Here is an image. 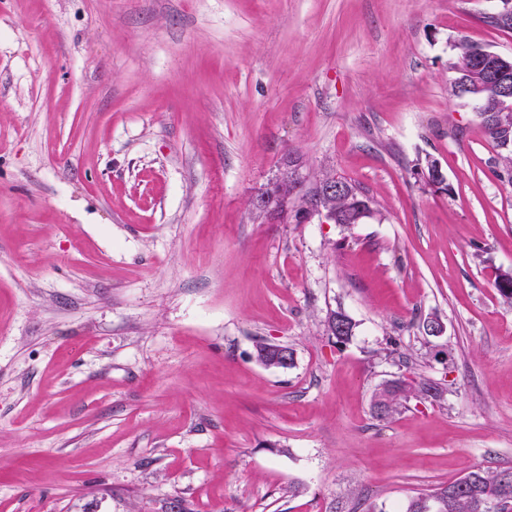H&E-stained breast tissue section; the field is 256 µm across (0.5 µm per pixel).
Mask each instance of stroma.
<instances>
[{
    "instance_id": "obj_1",
    "label": "stroma",
    "mask_w": 512,
    "mask_h": 512,
    "mask_svg": "<svg viewBox=\"0 0 512 512\" xmlns=\"http://www.w3.org/2000/svg\"><path fill=\"white\" fill-rule=\"evenodd\" d=\"M500 6L0 5V512H403L512 467V183L449 68L512 57ZM290 159L372 217L259 216ZM398 379L444 398L378 419ZM474 45L475 44L469 42L465 38L460 39L455 45L456 53L453 61L451 62V66L458 69V83L456 85H452L451 91L454 95H460V86L462 84L473 82L475 73L466 67L468 66V50L474 49Z\"/></svg>"
}]
</instances>
